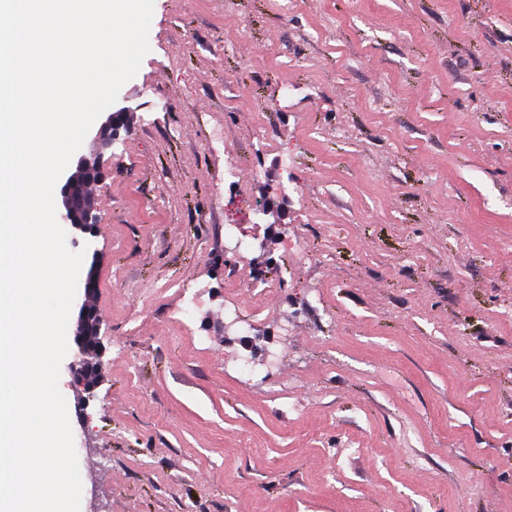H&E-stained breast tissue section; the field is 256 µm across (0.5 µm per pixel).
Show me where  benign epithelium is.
<instances>
[{"instance_id": "benign-epithelium-1", "label": "benign epithelium", "mask_w": 512, "mask_h": 512, "mask_svg": "<svg viewBox=\"0 0 512 512\" xmlns=\"http://www.w3.org/2000/svg\"><path fill=\"white\" fill-rule=\"evenodd\" d=\"M131 108L114 105L106 120L89 133L93 152L79 157L75 170L68 173L60 187V221L84 234H93L100 223L92 185L101 180L107 164L105 152L112 147L122 130L127 128ZM83 302L75 329L74 361L71 366L73 385L83 394V403H89L101 383L102 358L105 347L101 339V319L93 305L97 288L94 269H89L78 284Z\"/></svg>"}]
</instances>
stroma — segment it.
<instances>
[{"label": "stroma", "instance_id": "obj_1", "mask_svg": "<svg viewBox=\"0 0 512 512\" xmlns=\"http://www.w3.org/2000/svg\"><path fill=\"white\" fill-rule=\"evenodd\" d=\"M149 45L67 235L81 512H512V0H154ZM78 288L83 294V302L74 334L76 350L71 370L73 385L83 394V403L87 406L101 383L102 358L105 354L101 339V319L92 301L97 288L93 267L78 284Z\"/></svg>", "mask_w": 512, "mask_h": 512}]
</instances>
